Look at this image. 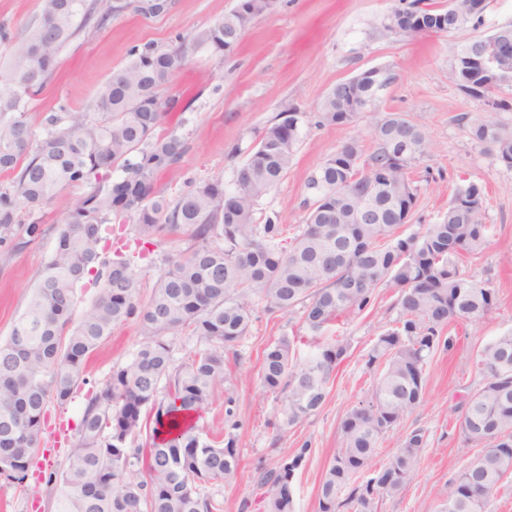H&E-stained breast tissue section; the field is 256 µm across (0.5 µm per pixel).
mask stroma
Masks as SVG:
<instances>
[{
    "instance_id": "1",
    "label": "stroma",
    "mask_w": 512,
    "mask_h": 512,
    "mask_svg": "<svg viewBox=\"0 0 512 512\" xmlns=\"http://www.w3.org/2000/svg\"><path fill=\"white\" fill-rule=\"evenodd\" d=\"M237 3L171 0L169 11L160 16L128 11L103 28H87L60 54L53 78L34 98L27 120L39 132L45 116L59 107L85 108L96 89L126 65L133 47H169L176 34L192 35L222 19ZM396 3L276 0L272 10L254 20L231 56L220 59L201 49L188 50L172 83L160 92L161 98L174 96L182 105L181 111L165 117L160 130L182 136L187 150L177 166L159 176L157 187L173 200L218 177L232 186L265 129L282 120L284 112H294L299 138L293 163L259 199L256 213L258 223L270 219L282 224L283 240H292L307 215L309 175L346 140L372 143L371 113H360L346 126L319 124L324 96L336 83L372 67L393 75V83L381 93L383 110L403 113L429 144L427 157L412 167L417 198L403 234L439 222L465 180L483 187L486 222L492 228L486 249L464 258L460 267L495 290V306L481 319L461 320L444 329L453 348L432 355L422 403L380 439L372 460L373 467H380L411 431L423 430L426 444L418 472L403 495L380 501L378 512H436L449 481L477 454L464 446L455 416L480 380L475 353L512 330V167L473 141L462 123V116L477 117L485 107L449 81V47L512 23V0H486L478 26L446 36H381L376 24ZM87 191L84 185L64 187L37 211L41 235L21 233L0 246V344L8 339L40 279L61 219ZM133 224L130 218L109 224L106 235L109 249L134 255L137 300L143 305L152 295L165 256L187 250L192 240L182 232L141 254ZM398 300V289L379 286L370 307L342 314L317 334L302 324L299 315L271 313L256 305L248 334L224 354V380L198 422L204 433L223 435L224 400L233 398L239 466L231 481L206 487L223 512H264L263 490L257 483L260 471L275 467L284 450L302 446L308 452L295 475V512H317L320 481L341 445V423L376 386L378 374L367 368L366 355L377 337L399 320ZM282 336L295 339L301 358L319 341L348 343L323 407L284 434L275 420L282 396L261 381L264 350ZM141 339L137 320L114 328L90 356L85 383L65 405L49 403L43 438L32 455L25 484L0 479V512H54L56 489L47 483L49 474L66 468L89 396L133 358Z\"/></svg>"
}]
</instances>
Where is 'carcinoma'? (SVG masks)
<instances>
[{
    "mask_svg": "<svg viewBox=\"0 0 512 512\" xmlns=\"http://www.w3.org/2000/svg\"><path fill=\"white\" fill-rule=\"evenodd\" d=\"M234 9L190 38L222 58L234 51L253 20L271 9L267 0H239ZM168 0H39L38 16L7 43L0 60V173L12 175L0 188V245L23 231L40 233L23 216L50 203L71 184L90 191L62 222L52 256L9 339L0 345V477L23 484L27 451L44 433L47 405L65 404L86 382L89 355L120 323L139 318L142 341L133 359L116 369L85 407L67 467L48 476L60 485L55 512H217L205 493L209 483L234 478L239 453L233 430V400L224 401L228 431L216 441L182 423L207 406L224 381V349L246 336L256 302L270 312L301 309L303 323L319 332L341 314L363 311L374 291L400 289L397 325L378 336L366 365L379 372L371 399L342 421L341 448L325 470L317 512H378L385 497L400 495L416 475L425 433L411 432L372 475L368 467L379 439L422 400L429 357L453 342L441 336L454 320L479 319L496 303L494 289L465 275L459 262L481 254L489 240L484 193L469 182L448 203V214L420 233L402 236L416 193L409 169L427 154L425 134L399 112H380L374 145L345 141L308 178L313 196L305 224L291 247L278 241L279 225L256 222L258 199L288 172L298 140V119L288 114L270 125L237 172L234 187L213 179L175 200L156 187L157 175L181 160L183 138L157 134L178 100H163L180 68L185 39L161 49L135 47L126 65L96 91L82 111L65 108L45 119L39 136L25 115L30 101L51 79L63 47L94 21L104 26L130 10L156 16ZM408 7L436 21L433 33L448 32L446 7L411 0ZM336 94L325 96L319 123L348 125ZM475 142L490 147L512 167V127L496 112L469 122ZM118 167L122 174L112 178ZM135 219L137 244L156 245L183 230L195 241L167 256L150 301L139 305L132 259L120 250L105 256L102 227ZM97 297L74 319L77 289L90 275ZM190 332L202 346L184 361L172 356V340ZM347 342L325 344L304 359L294 341L281 336L264 352V386L284 394L278 411L286 431L322 408L330 379ZM482 377L458 418L464 442L482 448L449 482L444 512H485L502 480L512 475V331L476 354ZM165 397H160V394ZM152 414L154 432L167 437L145 450L131 444ZM307 449L260 472L265 512H294V479ZM145 468L151 480H140ZM85 488L82 498L72 488ZM488 487L481 496L475 487Z\"/></svg>",
    "mask_w": 512,
    "mask_h": 512,
    "instance_id": "obj_1",
    "label": "carcinoma"
}]
</instances>
